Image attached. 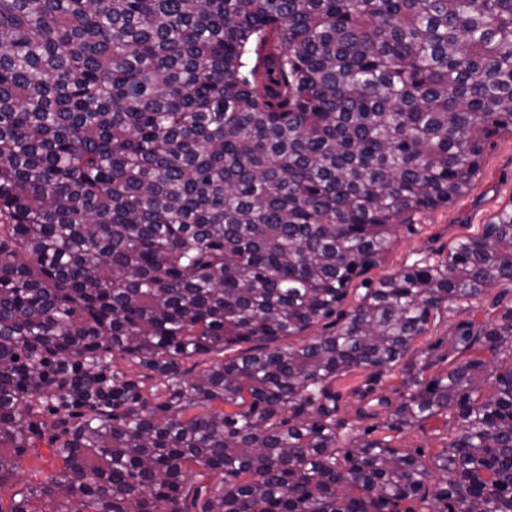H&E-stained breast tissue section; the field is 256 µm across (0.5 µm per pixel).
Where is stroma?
<instances>
[{"label":"stroma","instance_id":"1","mask_svg":"<svg viewBox=\"0 0 512 512\" xmlns=\"http://www.w3.org/2000/svg\"><path fill=\"white\" fill-rule=\"evenodd\" d=\"M511 201L512 133L504 132L487 142L480 171L465 196L419 215L414 223L396 227L388 261L385 266L370 271V280L379 281L395 270L436 257L438 252L448 250L461 238L481 234L484 224ZM500 299H512V284L490 289L470 304H448L433 322L427 342L434 343L445 337L449 328L458 322L492 319L497 312L495 303ZM61 467V460L50 454L47 441H40L22 458L14 481L0 488V506L9 507L13 493L24 484L43 482Z\"/></svg>","mask_w":512,"mask_h":512}]
</instances>
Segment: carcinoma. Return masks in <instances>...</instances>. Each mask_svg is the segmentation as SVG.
Returning <instances> with one entry per match:
<instances>
[{"label":"carcinoma","instance_id":"cac0c4a2","mask_svg":"<svg viewBox=\"0 0 512 512\" xmlns=\"http://www.w3.org/2000/svg\"><path fill=\"white\" fill-rule=\"evenodd\" d=\"M503 131L512 0H0V488L63 462L8 512H512V302L415 345L512 283V202L363 279ZM500 299H512V284L504 283L496 288L490 289L486 295L481 296L480 299L473 302V304L460 302L449 303L437 317L436 321L432 323L427 336L417 341V346L437 342L446 336L451 326L458 322L473 318L477 321L491 320L498 312L495 303ZM365 380L363 372L352 374L339 382V388L343 394L341 402L342 416L351 419L354 417L355 410L361 405L356 396L351 395V392L362 386ZM445 433L444 422L441 419H432L423 428H413L401 434L395 446L404 452L413 453L419 449L429 454L440 447L439 442ZM48 434L38 442V447L30 449L22 458L18 475L12 483L1 489V505L3 510L9 509L12 494L26 483H40L52 477L63 466L61 459L53 457L48 448Z\"/></svg>","mask_w":512,"mask_h":512}]
</instances>
